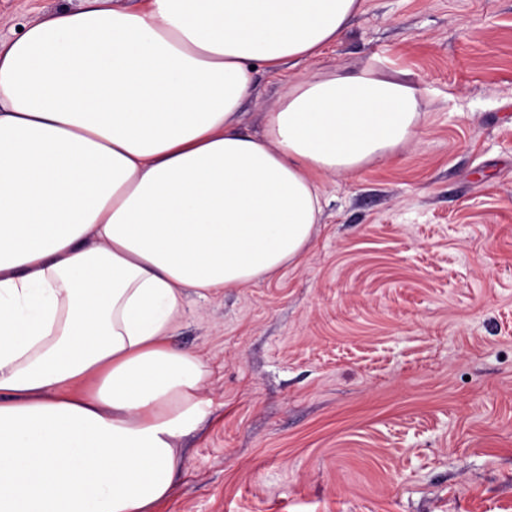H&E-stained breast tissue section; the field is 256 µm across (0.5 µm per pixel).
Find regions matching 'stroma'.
<instances>
[{
  "label": "stroma",
  "mask_w": 512,
  "mask_h": 512,
  "mask_svg": "<svg viewBox=\"0 0 512 512\" xmlns=\"http://www.w3.org/2000/svg\"><path fill=\"white\" fill-rule=\"evenodd\" d=\"M71 0H0V40ZM373 67L416 135L321 176L295 267L188 293L214 413L159 512H512V0H363L296 75Z\"/></svg>",
  "instance_id": "stroma-1"
}]
</instances>
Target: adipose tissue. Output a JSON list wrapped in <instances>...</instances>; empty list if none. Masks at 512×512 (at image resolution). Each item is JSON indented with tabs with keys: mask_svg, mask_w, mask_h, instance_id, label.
I'll return each instance as SVG.
<instances>
[{
	"mask_svg": "<svg viewBox=\"0 0 512 512\" xmlns=\"http://www.w3.org/2000/svg\"><path fill=\"white\" fill-rule=\"evenodd\" d=\"M362 0H79L0 45V512H156L210 371L170 339L186 289L298 264L317 176L416 133L372 69L287 80L260 131L254 67L339 42Z\"/></svg>",
	"mask_w": 512,
	"mask_h": 512,
	"instance_id": "1",
	"label": "adipose tissue"
}]
</instances>
